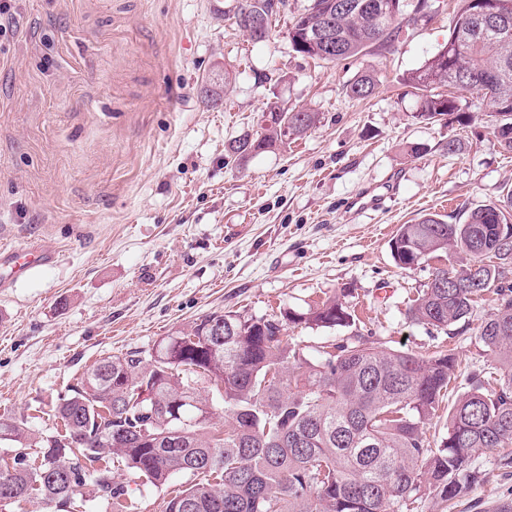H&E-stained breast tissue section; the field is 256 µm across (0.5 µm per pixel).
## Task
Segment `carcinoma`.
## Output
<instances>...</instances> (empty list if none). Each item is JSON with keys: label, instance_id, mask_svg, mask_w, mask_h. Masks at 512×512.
I'll list each match as a JSON object with an SVG mask.
<instances>
[{"label": "carcinoma", "instance_id": "obj_1", "mask_svg": "<svg viewBox=\"0 0 512 512\" xmlns=\"http://www.w3.org/2000/svg\"><path fill=\"white\" fill-rule=\"evenodd\" d=\"M473 0H458L448 41L401 82L417 97L414 118L432 123L459 111L454 90L487 98L495 137L512 152V0L487 28L472 15ZM284 0H238L234 19L259 11L273 20ZM406 0H311L288 29L294 51L320 61L356 57L371 47L391 49L403 30ZM328 19L336 49L323 50L307 34ZM377 80L357 77L346 93L370 97ZM438 87L448 93H436ZM270 123L228 147L241 161L286 143L282 129L316 126V112L269 108ZM512 189L498 202L470 210L461 223L425 214L399 226L392 239L397 265L413 269L418 256L464 254L468 263L435 268L409 308L410 319L447 335L467 326L478 300L494 308L479 326L497 372L467 376L469 389L448 406L447 432L437 442L423 426L438 412L453 375V350L423 357L374 346L357 332L322 345L318 356L288 328L350 327L343 304L327 300L305 312L261 317L213 312L186 330L163 337L152 354L132 351L97 361L56 412L64 432L42 436L8 418L0 435L23 461L0 467L13 501L35 494L45 512H78L92 483L112 512H135L118 462L157 489L175 474L185 485L164 512H419L425 496L445 503L486 480L480 449L512 446ZM224 324L218 342L213 323ZM206 383L224 401V426L211 424ZM181 402L176 418L169 410Z\"/></svg>", "mask_w": 512, "mask_h": 512}]
</instances>
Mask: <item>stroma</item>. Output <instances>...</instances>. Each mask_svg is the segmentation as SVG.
I'll list each match as a JSON object with an SVG mask.
<instances>
[{"instance_id": "35a3bbf8", "label": "stroma", "mask_w": 512, "mask_h": 512, "mask_svg": "<svg viewBox=\"0 0 512 512\" xmlns=\"http://www.w3.org/2000/svg\"><path fill=\"white\" fill-rule=\"evenodd\" d=\"M455 3L427 0L392 49L334 63L291 47L288 28L310 0H286L257 43L234 23L237 0H20L0 37V246L37 243L58 258L0 290V417L56 433L59 398L104 357L151 352L215 311L259 317L328 299L355 325L302 329L307 345L358 331L424 356L451 348L447 397L462 393L487 361L478 326L492 298L455 335L429 332L407 311L432 265L404 270L391 252L400 225L456 218L512 186L487 100L458 91L464 121L426 124L399 82L447 42ZM365 72L375 93L349 97ZM218 73L232 81L216 102ZM272 105L319 122L228 161L226 145L260 132ZM390 181L378 208H349ZM501 454L479 453L488 478L473 495L491 504L512 498ZM115 478L137 512H163L185 481L161 490L127 470Z\"/></svg>"}]
</instances>
